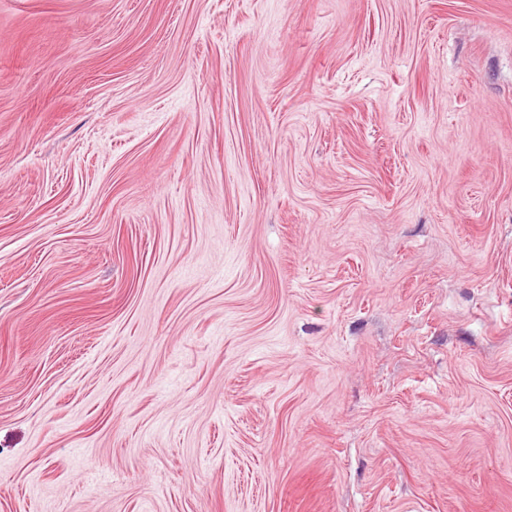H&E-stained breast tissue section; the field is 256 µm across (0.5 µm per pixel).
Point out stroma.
I'll list each match as a JSON object with an SVG mask.
<instances>
[{
	"label": "stroma",
	"instance_id": "1",
	"mask_svg": "<svg viewBox=\"0 0 512 512\" xmlns=\"http://www.w3.org/2000/svg\"><path fill=\"white\" fill-rule=\"evenodd\" d=\"M0 512H512V0H0Z\"/></svg>",
	"mask_w": 512,
	"mask_h": 512
}]
</instances>
